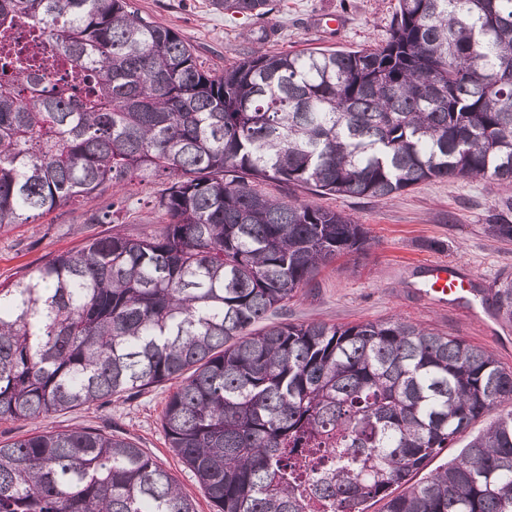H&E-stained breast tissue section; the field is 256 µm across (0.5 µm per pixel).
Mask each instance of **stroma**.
<instances>
[{
    "mask_svg": "<svg viewBox=\"0 0 512 512\" xmlns=\"http://www.w3.org/2000/svg\"><path fill=\"white\" fill-rule=\"evenodd\" d=\"M142 15L171 28L197 48L206 67L220 72L244 54L312 47L356 49L385 40L397 0H275L256 21L214 10L210 0H132ZM165 182L156 179L130 188L127 210L111 224H88L82 215L104 207L108 196L79 199L26 224L0 230V283L35 273L52 257L80 248L90 238L121 232L143 237L162 219L152 201ZM512 194L479 180L425 183L390 198L314 197V204L356 218L371 236L360 255L339 257L288 304L294 322L344 325L393 316L460 336L492 353L512 369V319L498 314L492 289L512 279V240L493 236L488 226ZM453 262L474 282L469 302L442 304L418 294L422 262ZM176 381L125 394L115 402L78 407L31 421L0 420V442L37 431L90 428L130 439L177 478L197 512H214L193 473L171 451L162 416Z\"/></svg>",
    "mask_w": 512,
    "mask_h": 512,
    "instance_id": "1",
    "label": "stroma"
}]
</instances>
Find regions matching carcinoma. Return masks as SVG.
Listing matches in <instances>:
<instances>
[{
  "mask_svg": "<svg viewBox=\"0 0 512 512\" xmlns=\"http://www.w3.org/2000/svg\"><path fill=\"white\" fill-rule=\"evenodd\" d=\"M272 2L210 5L259 18ZM161 176L158 232L0 284V420L177 380L163 428L216 512H512V370L401 318L269 321L370 241L347 214L257 190L512 189V0H398L379 44L258 49L221 73L129 0H0V228L108 190L88 223L110 224L128 185ZM488 229L512 240L502 214ZM494 302L512 318L511 279ZM0 512L196 506L136 444L75 428L0 444ZM487 424V421L484 419H480L473 428L470 430V434H466L461 439H459L455 444H453L452 448H445L441 454L435 459L431 460L415 477V481H418L422 478H426L429 476L431 472L437 469L440 466H443L448 463L452 457H454L461 448L467 444V442L471 439V434H476L479 430H482Z\"/></svg>",
  "mask_w": 512,
  "mask_h": 512,
  "instance_id": "1",
  "label": "carcinoma"
}]
</instances>
